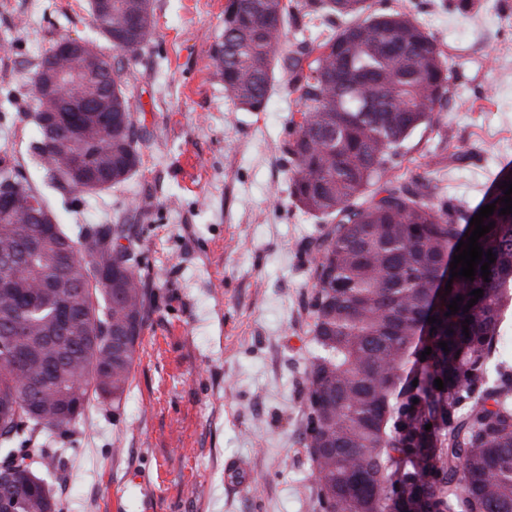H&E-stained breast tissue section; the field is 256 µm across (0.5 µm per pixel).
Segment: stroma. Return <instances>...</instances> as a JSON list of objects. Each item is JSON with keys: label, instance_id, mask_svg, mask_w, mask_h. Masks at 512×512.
Wrapping results in <instances>:
<instances>
[{"label": "stroma", "instance_id": "35a3bbf8", "mask_svg": "<svg viewBox=\"0 0 512 512\" xmlns=\"http://www.w3.org/2000/svg\"><path fill=\"white\" fill-rule=\"evenodd\" d=\"M375 0L431 32L455 71L437 126L394 173L435 201L475 208L512 165V0ZM226 0H154L155 33L125 75L151 133L135 178L92 197L51 183L30 144L32 77L66 38L99 43L88 0H0V167L19 172L62 224L130 210L144 250L148 320L120 410L90 401L58 438L47 479L64 512H308L316 487L303 440L305 305L317 223L292 205L283 151L294 95L276 83L244 112L212 75ZM442 163H435V156ZM245 461L251 482H228Z\"/></svg>", "mask_w": 512, "mask_h": 512}]
</instances>
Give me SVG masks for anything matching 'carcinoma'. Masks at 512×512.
Wrapping results in <instances>:
<instances>
[{
  "label": "carcinoma",
  "mask_w": 512,
  "mask_h": 512,
  "mask_svg": "<svg viewBox=\"0 0 512 512\" xmlns=\"http://www.w3.org/2000/svg\"><path fill=\"white\" fill-rule=\"evenodd\" d=\"M300 13L342 23L322 41L291 43ZM90 16L123 61L107 82L89 76L84 96L110 93L112 111L86 118L69 95L40 94L48 70L76 66L50 49L32 81L34 122L52 110L70 130L31 144L51 181L88 196L139 170L147 135L122 62L156 27L153 0H112ZM210 58L240 110L264 111L283 73L301 116L290 119L284 153L292 203L321 223L306 245L312 512H512V363L498 355L512 303V213L500 214L512 170L481 201L495 204L483 219L495 227L478 240L495 254L489 281L478 265L474 280L452 278L447 294L441 279L479 210L436 204L427 187L392 174L408 139L438 124L452 100L436 38L373 0H227ZM2 194L10 206L0 210V260L13 267L0 278V512H63L42 469L56 456L53 437L83 416L90 395L115 411L127 396L147 320L143 251L127 210L105 224H36L21 201L41 195L7 167ZM476 289L483 297L467 310ZM458 296L460 310L447 315Z\"/></svg>",
  "instance_id": "carcinoma-1"
}]
</instances>
